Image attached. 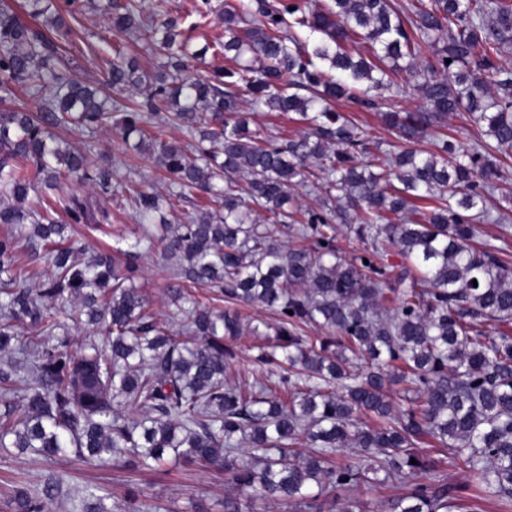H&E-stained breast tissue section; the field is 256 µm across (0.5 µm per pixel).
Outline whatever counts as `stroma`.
I'll return each mask as SVG.
<instances>
[{
    "mask_svg": "<svg viewBox=\"0 0 512 512\" xmlns=\"http://www.w3.org/2000/svg\"><path fill=\"white\" fill-rule=\"evenodd\" d=\"M193 3L194 0H172V9L182 18L183 39H186L190 50L197 51L204 44L223 40L224 29L216 22L205 28L196 27V18L191 14ZM72 26L77 42L75 73L85 82L100 80L106 60L112 57V47L118 43L123 44L125 50L138 54L146 71H153L159 64L158 58L146 49L144 43L125 40L114 33L97 9L89 7L83 10ZM89 142L95 157L112 161L115 167L112 199L108 203L112 220L96 231L78 229L77 236L89 248L108 251L118 239L131 238L140 232L137 218L122 196L126 182H141L164 195L170 181L166 172L157 167L148 154L126 145L112 125H103L91 135ZM489 239L495 240L500 247L501 259L512 264V203H500L498 211L480 223L478 242ZM140 269L136 282L140 293L149 300L155 312L168 315L170 308L159 249L143 254ZM52 474L62 477L60 494L70 501L85 485L96 484L109 492L111 504L120 506L128 491L134 488L155 506L156 512H222L221 502L230 489L222 471L175 461L154 471L131 469L122 464L87 465L74 459L49 462L28 455L0 453V512H10L7 501L14 486L40 485Z\"/></svg>",
    "mask_w": 512,
    "mask_h": 512,
    "instance_id": "1",
    "label": "stroma"
}]
</instances>
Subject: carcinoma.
<instances>
[{"mask_svg":"<svg viewBox=\"0 0 512 512\" xmlns=\"http://www.w3.org/2000/svg\"><path fill=\"white\" fill-rule=\"evenodd\" d=\"M17 2L0 0V224L16 227L0 236V351L33 359L0 365V449L215 467L290 512H364L354 492L387 480L406 486L388 512H460L456 487L434 476L446 461L497 512H512V334L481 330L512 323V270L499 247L474 245L487 205L509 198L497 154L512 151V65L501 59L512 0H224L220 11L197 0L199 24L215 16L224 25L215 53L231 63L200 77L169 0H103L112 28L162 63L150 76L120 45L98 87L67 58L63 14L83 0H23L35 27ZM302 28L319 34L310 49ZM404 72L415 84L396 81ZM410 87L425 108L384 113L396 138L384 158L380 142L332 109L343 98L376 109ZM242 91L252 110L295 112L305 129H250ZM454 112L469 113L479 136L416 148ZM105 123L137 136L171 191L128 181L141 234L83 258L69 233L111 223L103 198L113 168L59 130L82 136ZM168 125L186 131L194 156L164 138ZM61 176L92 183L98 197L63 193ZM306 184L321 189V203L289 210L291 190ZM193 198L205 199L199 213L157 223L163 205ZM400 213L404 222L388 220ZM349 223L362 247L343 260L336 225ZM24 240L41 244L51 266L37 288L21 264ZM157 244L178 329L132 286L141 253ZM391 253L403 259L394 278L383 264ZM197 284L239 307L276 310L271 333L239 308L192 298ZM71 304L105 327L108 348L72 350L60 321ZM20 329L37 335L18 345ZM245 329L260 373L240 384L230 341ZM398 384L408 402L400 411L387 395ZM429 439L444 458L425 453ZM54 498L51 486L18 487L9 503L46 512ZM109 498L90 485L78 508L110 512Z\"/></svg>","mask_w":512,"mask_h":512,"instance_id":"obj_1","label":"carcinoma"}]
</instances>
